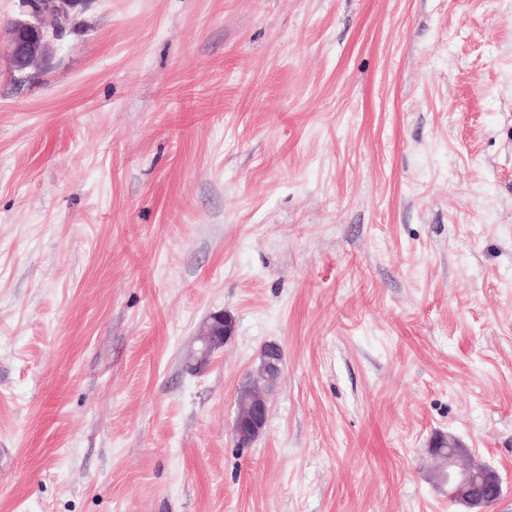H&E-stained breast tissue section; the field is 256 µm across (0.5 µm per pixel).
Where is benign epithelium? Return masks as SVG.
<instances>
[{
    "mask_svg": "<svg viewBox=\"0 0 512 512\" xmlns=\"http://www.w3.org/2000/svg\"><path fill=\"white\" fill-rule=\"evenodd\" d=\"M89 0H17L19 18L5 30L8 59L12 70L24 73L44 55L47 42L65 35L69 14L84 8ZM235 333L233 317L224 312L211 314L198 334L199 347L194 354L195 368L204 370L212 356L224 348ZM264 365L258 369L280 372V346L273 345L262 353ZM268 417L267 396L256 387L248 404L236 409L233 423L235 437L249 441L265 427ZM432 452L441 453L447 468L436 475L441 485L448 486V500L464 508V512H486L502 495V482L492 467L476 463L464 455L463 445L455 438L433 441Z\"/></svg>",
    "mask_w": 512,
    "mask_h": 512,
    "instance_id": "1",
    "label": "benign epithelium"
}]
</instances>
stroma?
I'll list each match as a JSON object with an SVG mask.
<instances>
[{
    "mask_svg": "<svg viewBox=\"0 0 512 512\" xmlns=\"http://www.w3.org/2000/svg\"><path fill=\"white\" fill-rule=\"evenodd\" d=\"M448 433L512 512V0H90L0 53V512H459ZM234 333L235 321L231 315L224 312L212 313L196 338L200 345L194 354L195 368L203 371L212 356L224 348ZM268 417L267 396L256 387L245 407H238L233 423V432L240 441H249L265 427Z\"/></svg>",
    "mask_w": 512,
    "mask_h": 512,
    "instance_id": "stroma-1",
    "label": "stroma"
}]
</instances>
